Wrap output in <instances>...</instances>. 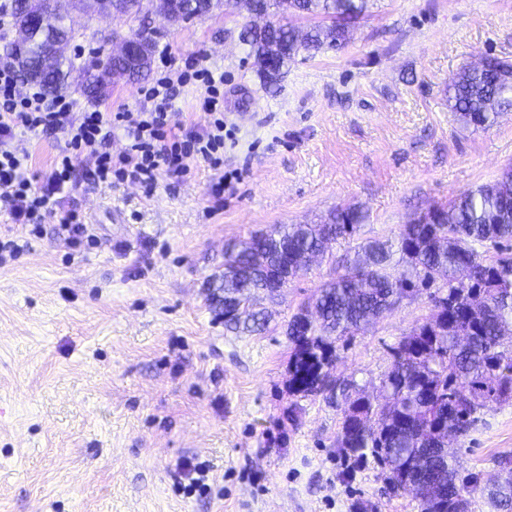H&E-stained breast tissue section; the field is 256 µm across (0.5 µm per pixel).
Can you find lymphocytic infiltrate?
I'll return each mask as SVG.
<instances>
[{
	"mask_svg": "<svg viewBox=\"0 0 512 512\" xmlns=\"http://www.w3.org/2000/svg\"><path fill=\"white\" fill-rule=\"evenodd\" d=\"M204 88L202 127L183 120L173 109L174 100L191 81ZM223 74L209 68L204 57L186 58L183 66L169 67L156 83L145 90L152 101L149 109L103 112H76L63 96L46 98L41 91L18 93V75L12 65H0V201L14 223L26 224L47 215H59L60 227L73 248L93 244L86 224L76 210H62L60 195L75 187L84 158H93L89 171L92 184L112 180L137 182L153 188L159 176L180 178L192 164L205 162L218 170L211 189L216 200H223L226 188L241 180L242 170L223 171L224 98L219 93ZM121 130L126 141L120 154H112L107 143L114 130ZM39 138L63 136L49 173L32 171L30 152L22 136Z\"/></svg>",
	"mask_w": 512,
	"mask_h": 512,
	"instance_id": "1",
	"label": "lymphocytic infiltrate"
}]
</instances>
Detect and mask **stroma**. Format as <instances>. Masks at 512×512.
<instances>
[{
	"instance_id": "1",
	"label": "stroma",
	"mask_w": 512,
	"mask_h": 512,
	"mask_svg": "<svg viewBox=\"0 0 512 512\" xmlns=\"http://www.w3.org/2000/svg\"><path fill=\"white\" fill-rule=\"evenodd\" d=\"M58 9L90 62L112 32L147 27L156 55L202 54L224 73L228 167L244 180L213 211L214 170L201 165L153 190L80 183L95 245L71 248L57 218L15 226L0 254V512H421L391 491L373 458L340 448V404L289 389L284 324L356 244L396 237L416 214L493 182L512 165V112L476 131L448 107V80L496 57L512 62V0H370L350 42L296 58L276 91L261 87L239 40L244 16L216 10L180 25ZM157 71L112 81L78 112L143 105ZM363 212L353 241L331 245L281 292L268 329L234 336L205 288L224 246L273 224H320ZM436 307L429 291L386 311L347 343L333 374L372 392L391 349ZM462 474L496 480L512 456V404L482 411L450 440ZM211 466L185 493L178 458Z\"/></svg>"
}]
</instances>
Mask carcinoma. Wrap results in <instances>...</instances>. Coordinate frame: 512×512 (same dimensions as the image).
<instances>
[{"instance_id":"cac0c4a2","label":"carcinoma","mask_w":512,"mask_h":512,"mask_svg":"<svg viewBox=\"0 0 512 512\" xmlns=\"http://www.w3.org/2000/svg\"><path fill=\"white\" fill-rule=\"evenodd\" d=\"M171 0H118L115 10L146 21L169 9ZM239 15L320 18L309 28L276 22L265 28L243 27L252 68L270 89L284 68L298 56L344 47L352 26L367 10L368 0H196ZM47 0H12L10 24L20 29L30 14L45 9ZM138 45L134 71H150L156 41L145 31L134 35ZM49 40L31 38L23 54L14 42L3 45L23 80L46 96L64 92L88 100L105 96L110 75L126 72L123 60L110 53L88 64L61 55L54 70L42 73L41 58ZM448 105L466 126L487 130L499 115L512 111V63L489 58L481 67L464 68L448 81ZM423 222L402 225L393 240L360 246L357 258L311 297L315 316H291L287 336L292 344L290 386L298 394L327 393L346 399L338 444L364 458L371 454L386 471L394 489L420 500L422 512H470L477 479L460 477V465L448 455L442 437L461 435L493 404L512 402V168L497 181L459 192L448 205L421 216ZM363 215L341 208L323 224H274L269 230L231 242L224 249V329L235 335L263 331L271 320L265 310L245 311L242 303L263 294L279 298L273 280L278 272L267 260L288 248V263L305 251L324 252L325 241L349 239ZM489 246L484 255L476 245ZM406 288L448 289L441 313L416 326L392 348L393 361L380 379L389 402L380 404L352 383L331 375L335 341L352 336L378 318ZM505 475L488 491L498 510L512 508V459L499 461Z\"/></svg>"}]
</instances>
